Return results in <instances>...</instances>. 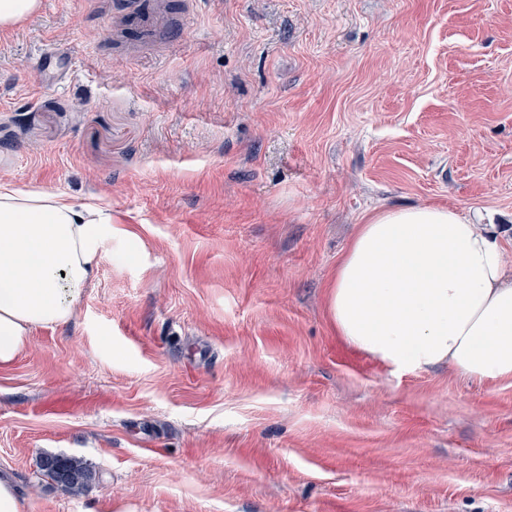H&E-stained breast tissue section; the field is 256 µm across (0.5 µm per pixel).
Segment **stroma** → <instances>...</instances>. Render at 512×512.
<instances>
[{
	"label": "stroma",
	"instance_id": "stroma-1",
	"mask_svg": "<svg viewBox=\"0 0 512 512\" xmlns=\"http://www.w3.org/2000/svg\"><path fill=\"white\" fill-rule=\"evenodd\" d=\"M136 2L0 31V183L112 209L72 321L0 371L26 512H512V380L348 367L326 305L383 206L512 256V0H156L130 40ZM41 476L50 479L62 490L79 493L89 488L97 477L91 464L75 457L45 453L39 458Z\"/></svg>",
	"mask_w": 512,
	"mask_h": 512
}]
</instances>
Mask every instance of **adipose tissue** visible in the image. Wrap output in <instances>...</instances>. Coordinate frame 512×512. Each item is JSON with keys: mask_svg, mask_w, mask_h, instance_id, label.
I'll list each match as a JSON object with an SVG mask.
<instances>
[{"mask_svg": "<svg viewBox=\"0 0 512 512\" xmlns=\"http://www.w3.org/2000/svg\"><path fill=\"white\" fill-rule=\"evenodd\" d=\"M109 206L0 184V370L34 329L69 323L96 279ZM329 319L399 373L444 363L470 380L512 379V262L497 237L450 207H384L336 266Z\"/></svg>", "mask_w": 512, "mask_h": 512, "instance_id": "1", "label": "adipose tissue"}]
</instances>
